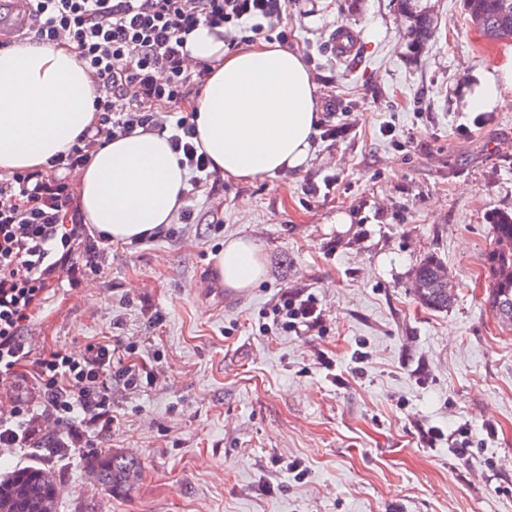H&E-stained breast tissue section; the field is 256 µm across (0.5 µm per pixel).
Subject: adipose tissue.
I'll list each match as a JSON object with an SVG mask.
<instances>
[{
	"instance_id": "adipose-tissue-1",
	"label": "adipose tissue",
	"mask_w": 512,
	"mask_h": 512,
	"mask_svg": "<svg viewBox=\"0 0 512 512\" xmlns=\"http://www.w3.org/2000/svg\"><path fill=\"white\" fill-rule=\"evenodd\" d=\"M211 74L190 111L202 151L234 180L304 169L319 126V92L301 53L258 42L225 53L207 27L187 41ZM96 91L72 46L26 40L0 49V173L43 168L91 123ZM466 108L512 110V52L477 75ZM188 172L165 135L135 131L96 148L77 177L84 223L116 243L144 240L180 209ZM224 287L245 291L266 271L260 248L226 241L216 257Z\"/></svg>"
}]
</instances>
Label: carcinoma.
<instances>
[{"instance_id":"obj_1","label":"carcinoma","mask_w":512,"mask_h":512,"mask_svg":"<svg viewBox=\"0 0 512 512\" xmlns=\"http://www.w3.org/2000/svg\"><path fill=\"white\" fill-rule=\"evenodd\" d=\"M470 26L491 41L512 39V0H465ZM407 15L411 37L409 47L420 48L434 37L436 24L420 0H398ZM494 245L488 256L485 303L495 318L512 327V214L493 217ZM443 267L434 255L424 257L413 273L414 298L421 306L446 312L453 304L448 289L437 282ZM140 459L121 452L96 454L90 461L94 483L112 496H129L143 476ZM58 483L45 464L26 465L0 476V512H57Z\"/></svg>"}]
</instances>
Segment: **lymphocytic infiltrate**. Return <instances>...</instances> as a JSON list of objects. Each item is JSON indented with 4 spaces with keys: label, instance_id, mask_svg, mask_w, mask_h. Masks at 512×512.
<instances>
[{
    "label": "lymphocytic infiltrate",
    "instance_id": "1",
    "mask_svg": "<svg viewBox=\"0 0 512 512\" xmlns=\"http://www.w3.org/2000/svg\"><path fill=\"white\" fill-rule=\"evenodd\" d=\"M18 21L45 44L74 45L98 90L95 116L68 153L45 168L0 179V382L20 378L34 362L41 411L31 415L20 397L0 402L1 448H91V431L112 428V385L135 388L140 373L123 364L110 342L78 355L38 352L33 325L50 293L97 276L106 259L104 234L92 235L74 206L73 175L108 137L135 130L168 133L174 153L191 173L193 190L216 184L220 173L195 144L185 105L208 79L207 64L186 48L199 27L219 32L227 49L247 36L276 32L288 42L287 0H16ZM282 330L314 327V297L284 293L277 305Z\"/></svg>",
    "mask_w": 512,
    "mask_h": 512
}]
</instances>
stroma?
<instances>
[{
  "label": "stroma",
  "instance_id": "1",
  "mask_svg": "<svg viewBox=\"0 0 512 512\" xmlns=\"http://www.w3.org/2000/svg\"><path fill=\"white\" fill-rule=\"evenodd\" d=\"M429 6L435 38L413 53L396 0H290L288 47L341 132L316 137L305 170L199 192L196 223L110 244L99 276L53 292L40 347L108 339L149 380L113 385L116 423L96 449L7 450L0 474L48 461L58 512H512V327L485 304L490 218L512 213V111L461 107L512 41L470 27L464 0ZM341 26L359 39L344 59ZM239 236L259 245L265 280L210 293ZM429 254L456 283L445 312L411 292ZM296 289L315 296L318 330L274 329ZM114 450L145 466L131 496L89 474Z\"/></svg>",
  "mask_w": 512,
  "mask_h": 512
}]
</instances>
